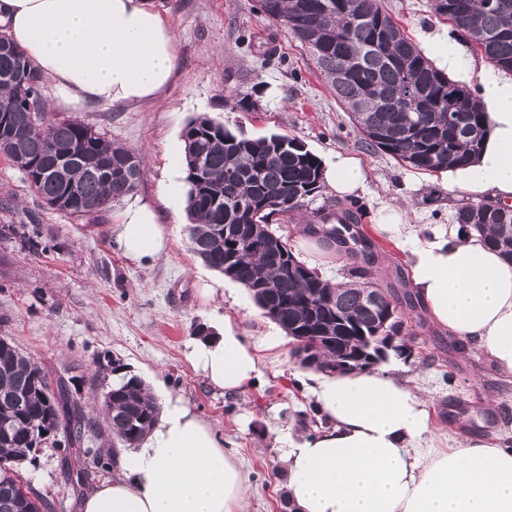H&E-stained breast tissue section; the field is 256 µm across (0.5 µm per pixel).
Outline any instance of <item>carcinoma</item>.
<instances>
[{"label": "carcinoma", "mask_w": 512, "mask_h": 512, "mask_svg": "<svg viewBox=\"0 0 512 512\" xmlns=\"http://www.w3.org/2000/svg\"><path fill=\"white\" fill-rule=\"evenodd\" d=\"M259 12L286 26L312 56L336 100L374 152L426 172L465 166L482 150L486 119L480 102L464 85L437 70L407 37L384 0H259ZM433 11L452 23L499 69L512 72V0L491 8L485 0H433ZM21 118L15 129L0 131L11 145L5 157L25 173L45 205L62 189L74 203L66 213L92 224L102 222L112 205L133 194L142 167L121 172L131 151L104 132L87 133L89 124L48 115L41 74L24 53L0 32V113ZM188 185L186 209L192 221L191 251L206 265L246 286L267 317L294 336H310L313 321L330 327L333 343L323 365L351 347L375 345L382 333L401 335L399 317H390L389 301L370 312L362 292L378 284L369 278L366 240L351 239L363 264L351 268L341 287L322 279L293 254L288 238L271 229L274 214L292 215L322 192L321 162L301 142L286 135L245 137L206 115L190 119L182 132ZM77 151L82 161L70 166L66 181L54 177L56 161ZM455 221L484 235L486 243L512 259V209L496 203L459 207ZM263 224L273 255L247 246L233 248L241 227ZM39 233L0 224V239L22 249H39ZM292 263L293 277L282 272ZM103 405L112 444L134 448L155 425L160 407L145 382L124 375L106 387ZM55 428L54 447L63 449L61 467L76 494L93 485L85 469L70 468L72 457L86 454V436L101 433L81 399L61 378L13 346L0 351V461L36 456L46 432ZM31 503L11 482L0 481V512H29Z\"/></svg>", "instance_id": "cac0c4a2"}]
</instances>
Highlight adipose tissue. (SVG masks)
Masks as SVG:
<instances>
[{"mask_svg": "<svg viewBox=\"0 0 512 512\" xmlns=\"http://www.w3.org/2000/svg\"><path fill=\"white\" fill-rule=\"evenodd\" d=\"M0 27L51 80L57 105L73 112L149 104L173 80L175 36L157 0H0ZM422 45L438 70L478 84L487 118L480 155L443 171L442 185L512 201V76L465 64L458 36L431 31ZM324 178L341 198L366 190L365 169L342 152L327 159ZM382 229L408 246L411 283L431 320L512 376V263L474 231L415 224L395 206ZM116 240L136 261L164 254L159 211L127 203ZM276 346L271 336L249 341L228 319L220 339L191 345L189 359L211 387L236 394L259 377L258 348ZM309 380L323 425L284 437L280 454L293 512H512V445L478 437L436 445L429 402L409 377L372 370ZM123 467L82 496L78 512H247L240 464L181 397L163 398L154 428Z\"/></svg>", "mask_w": 512, "mask_h": 512, "instance_id": "ef3b65f1", "label": "adipose tissue"}]
</instances>
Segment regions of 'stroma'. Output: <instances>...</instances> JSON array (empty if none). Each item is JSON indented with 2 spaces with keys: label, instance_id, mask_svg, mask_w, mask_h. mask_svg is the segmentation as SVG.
I'll use <instances>...</instances> for the list:
<instances>
[{
  "label": "stroma",
  "instance_id": "35a3bbf8",
  "mask_svg": "<svg viewBox=\"0 0 512 512\" xmlns=\"http://www.w3.org/2000/svg\"><path fill=\"white\" fill-rule=\"evenodd\" d=\"M162 2L175 34L173 83L150 104L95 106L78 118L142 158L145 176L135 196L157 207L169 233L168 251L129 260L115 237L120 206L100 224L52 210L0 156V224L35 228L43 245L34 254L0 241V336L13 338L54 373L75 379L88 403L101 394L103 381L116 379L112 373L99 376L106 357L141 377L154 394L181 396L242 461L251 485L248 512H290L279 449L283 437L298 432V414L315 415L305 387L308 372L293 361L288 336H280L274 349L262 348L275 323L247 288L190 251L185 205L159 197L161 181L182 159L184 126L206 115L247 137L297 138L323 160L339 151L360 159L369 178L357 200L363 217L356 231L376 253L372 279L400 297L403 334L412 349L407 358L390 354L385 368L412 375L429 401L434 434L449 446L470 434L491 444L511 442L512 377L430 320L411 285L406 247L380 229L376 214L385 202L443 222L468 196L442 189L433 173L366 150L312 56L287 29L258 14L254 0ZM386 2L413 42L430 31L453 29L434 14L432 0ZM339 203L334 192L322 190L276 230L307 266L332 264L344 275L352 265L349 252L311 257L297 232L298 225L318 223L320 214L335 212ZM206 284L214 289L212 297L201 293ZM218 313L228 314L260 346L258 381L235 395L213 390L187 358L198 328L210 327ZM24 475L59 512H77L78 498L64 482L57 450L43 449Z\"/></svg>",
  "mask_w": 512,
  "mask_h": 512
}]
</instances>
